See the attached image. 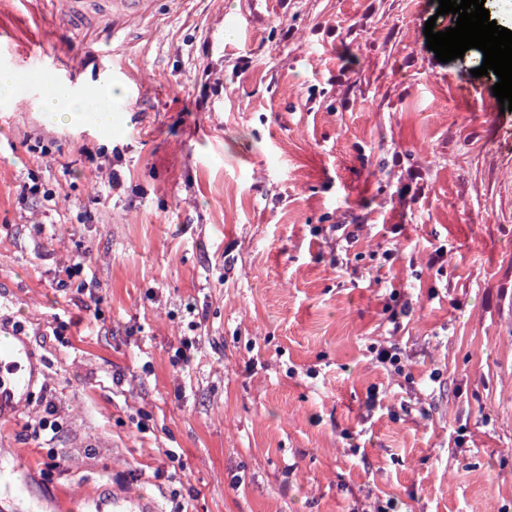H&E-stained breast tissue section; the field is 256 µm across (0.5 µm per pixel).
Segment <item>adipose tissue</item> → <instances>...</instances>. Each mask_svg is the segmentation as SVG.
Segmentation results:
<instances>
[{
  "instance_id": "1",
  "label": "adipose tissue",
  "mask_w": 512,
  "mask_h": 512,
  "mask_svg": "<svg viewBox=\"0 0 512 512\" xmlns=\"http://www.w3.org/2000/svg\"><path fill=\"white\" fill-rule=\"evenodd\" d=\"M29 81L39 92L37 108L46 126L55 127L82 118L92 132L111 127L113 86H106L101 93L93 90L80 93L67 83H53L38 74L30 75Z\"/></svg>"
}]
</instances>
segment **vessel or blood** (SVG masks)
<instances>
[{"label":"vessel or blood","mask_w":512,"mask_h":512,"mask_svg":"<svg viewBox=\"0 0 512 512\" xmlns=\"http://www.w3.org/2000/svg\"><path fill=\"white\" fill-rule=\"evenodd\" d=\"M150 0H67L65 19L77 31L90 33L103 25L119 26L144 14ZM32 349L22 337L0 336V419L17 412L36 378Z\"/></svg>","instance_id":"1"}]
</instances>
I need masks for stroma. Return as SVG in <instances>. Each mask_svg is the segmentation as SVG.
Returning a JSON list of instances; mask_svg holds the SVG:
<instances>
[{
    "instance_id": "obj_1",
    "label": "stroma",
    "mask_w": 512,
    "mask_h": 512,
    "mask_svg": "<svg viewBox=\"0 0 512 512\" xmlns=\"http://www.w3.org/2000/svg\"><path fill=\"white\" fill-rule=\"evenodd\" d=\"M438 7L151 0L90 36L0 0V330L41 369L0 474L31 512H512V111L480 50H428ZM32 50L117 73L112 129L46 127Z\"/></svg>"
}]
</instances>
